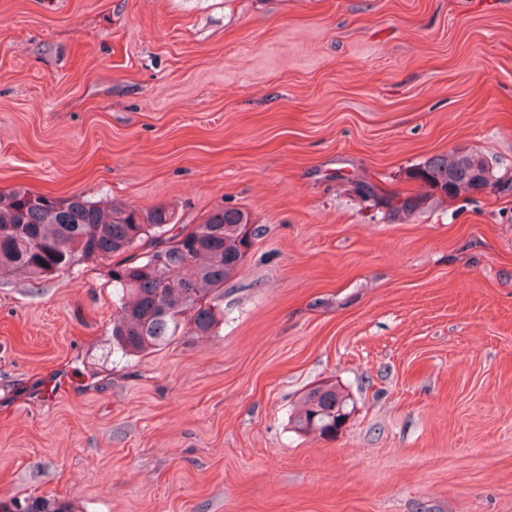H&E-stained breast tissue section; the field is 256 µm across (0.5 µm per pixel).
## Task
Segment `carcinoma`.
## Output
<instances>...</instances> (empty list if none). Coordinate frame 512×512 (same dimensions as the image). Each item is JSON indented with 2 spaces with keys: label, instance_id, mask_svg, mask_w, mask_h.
Segmentation results:
<instances>
[{
  "label": "carcinoma",
  "instance_id": "carcinoma-1",
  "mask_svg": "<svg viewBox=\"0 0 512 512\" xmlns=\"http://www.w3.org/2000/svg\"><path fill=\"white\" fill-rule=\"evenodd\" d=\"M475 162L488 159L475 151L435 155L405 173L415 190L385 193L367 181L355 183V190L362 201L404 221L448 198L473 193L477 184L469 167ZM263 232L241 208H218L199 224L181 226L167 207L140 209L81 196L0 191V277L23 271L41 279L90 259L110 263L112 349L138 355L185 331L212 333L221 314L214 300L241 270L247 240ZM159 243L165 244L161 266L151 258ZM138 248L141 256L130 255ZM349 405V395L336 384L318 385L304 394L293 428L332 436L346 420ZM0 512L71 510L51 496H30L0 499Z\"/></svg>",
  "mask_w": 512,
  "mask_h": 512
}]
</instances>
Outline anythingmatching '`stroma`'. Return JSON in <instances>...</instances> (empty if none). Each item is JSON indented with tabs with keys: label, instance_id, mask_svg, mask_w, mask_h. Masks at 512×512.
<instances>
[{
	"label": "stroma",
	"instance_id": "stroma-1",
	"mask_svg": "<svg viewBox=\"0 0 512 512\" xmlns=\"http://www.w3.org/2000/svg\"><path fill=\"white\" fill-rule=\"evenodd\" d=\"M512 0H0V191L262 225L212 334L112 350L109 265L0 278V498L72 512H512ZM333 383L332 437L290 419ZM475 162L488 165L492 185L503 181L506 174L495 171L485 154L468 151L435 155L410 167L405 177L412 185H417L418 190L385 193L367 181L355 183V190L362 201L372 203L374 208L385 209V215L394 220L403 221L445 199L473 193L478 186L469 167ZM492 185L480 180L477 193H491L496 188ZM0 512H71L66 503L51 496L0 499Z\"/></svg>",
	"mask_w": 512,
	"mask_h": 512
}]
</instances>
